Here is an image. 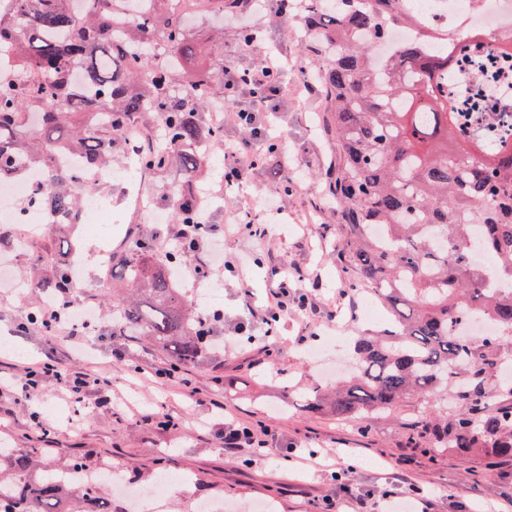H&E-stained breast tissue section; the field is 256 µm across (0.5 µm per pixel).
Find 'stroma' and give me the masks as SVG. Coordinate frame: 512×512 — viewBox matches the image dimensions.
Instances as JSON below:
<instances>
[{
	"mask_svg": "<svg viewBox=\"0 0 512 512\" xmlns=\"http://www.w3.org/2000/svg\"><path fill=\"white\" fill-rule=\"evenodd\" d=\"M257 28L260 38L252 46L240 42L241 26ZM303 34L302 16L277 18L249 12L224 24V65L247 68L266 57L281 58L279 109L268 116L274 126L277 148L288 163V193L282 212L269 221L260 202L274 189L265 166L250 171L247 179L226 190L213 184L203 205L208 223L221 226L241 214L255 223H270L267 238L242 234L224 239V257L250 256L245 278L225 274L223 280L194 282L178 277L190 311L197 316L223 311L213 340L217 349L188 367L191 388L179 381L143 386L140 373L164 367L165 357L156 347L112 333V307L125 295L120 277L103 276L97 256L105 246L121 250L131 232L153 234L156 256H163L172 232L168 224L144 223L138 211L124 207L125 184L110 190L112 215L117 223L111 237L94 236L81 224L54 225L49 237L32 242L24 251L0 245V259L12 262L24 292L0 288V377L10 387L0 395V446L50 448L55 458L87 456L120 468L133 487L154 486L160 473L191 476L193 483L165 497V512H197L200 499L223 497L236 512H320L323 499H336L347 512L349 496L370 495L373 501L392 496L414 504L417 493L427 495L429 512H512V460L487 466L484 453L461 460L452 450L425 453L406 447L405 434L427 402L410 397L393 414H376L362 422L339 420L328 412L304 411L295 390L333 377L342 368L349 345L359 335L383 330L387 322L364 320L361 306L368 294L362 282L346 278L336 262L343 213L331 189L340 167L336 135L325 115L326 99L317 71L306 81L295 77L298 47ZM55 264L82 259L84 282L73 288L71 300L93 302L98 310L94 327L71 340L52 336L30 326L29 319L42 308L49 288L31 285L40 255ZM288 263L304 275L318 277L320 286L312 300L336 314V333L342 341L318 360L306 353L323 337L317 320L298 311L280 323L278 333L236 335L246 306L262 309L273 281L268 268ZM215 290L203 300V289ZM235 335L232 352L219 344ZM123 350L125 362L113 360ZM55 360L69 369L85 371L112 382V400L105 403L97 388L71 396L56 377H48L35 390L25 386L26 367ZM163 412L172 426L146 425L141 416ZM237 418L272 426L281 446L253 464L225 458L221 435L225 420ZM334 454L343 481L330 471L305 464L309 451Z\"/></svg>",
	"mask_w": 512,
	"mask_h": 512,
	"instance_id": "1",
	"label": "stroma"
}]
</instances>
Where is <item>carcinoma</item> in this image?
Returning <instances> with one entry per match:
<instances>
[{
    "instance_id": "obj_1",
    "label": "carcinoma",
    "mask_w": 512,
    "mask_h": 512,
    "mask_svg": "<svg viewBox=\"0 0 512 512\" xmlns=\"http://www.w3.org/2000/svg\"><path fill=\"white\" fill-rule=\"evenodd\" d=\"M0 15V57L16 62L0 76V178L34 164L46 180L33 196L45 207L79 212L73 174L54 166L67 153L112 165L123 130L151 124L140 167L163 175L158 184L174 224H202L199 180L211 171L206 145L224 141L210 124L211 102L227 93L224 53L210 51L205 70L186 63L202 54L188 15L224 16L240 0H15ZM328 10L307 3L309 49L321 61L327 112L341 155L336 200L343 209L341 248L346 273L369 286L391 316L383 336L355 342L352 376L305 394L306 409L341 420L390 413L408 396L451 393L454 412L416 423L407 444L426 439L434 450L463 458L491 450L512 457V402L491 407L489 381L500 360V337L477 340L464 322L480 314L512 329V287H483L490 255L496 275L512 282V141L482 152L458 133L448 60L425 43L401 46L378 62L369 46L390 26L413 23L406 0H367ZM85 85L74 100L71 70ZM39 109L31 126L16 115ZM153 239L143 235L117 256L115 271L135 285L137 298L113 309L112 335L144 337L179 366L199 361L208 345L191 322L183 296L163 267L151 262ZM71 272L53 266L39 288H59ZM90 461L75 457L54 467L39 448H0V498L8 512H112L105 486H83Z\"/></svg>"
}]
</instances>
